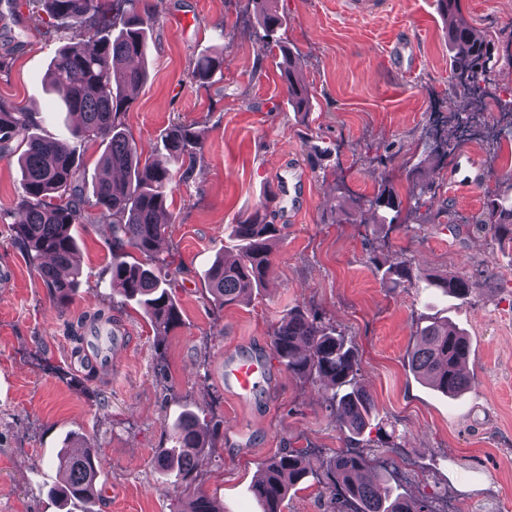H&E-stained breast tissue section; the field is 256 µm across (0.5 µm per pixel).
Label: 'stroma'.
Instances as JSON below:
<instances>
[{"label":"stroma","instance_id":"35a3bbf8","mask_svg":"<svg viewBox=\"0 0 512 512\" xmlns=\"http://www.w3.org/2000/svg\"><path fill=\"white\" fill-rule=\"evenodd\" d=\"M340 2L275 0L283 25L271 36L253 0L159 5L148 80L125 128L148 152L173 123L202 135L187 179L167 200L172 222L161 255L181 322L163 340L140 306L108 286L107 223L77 225L80 285L57 307L11 223L0 222V266L14 269L11 286L0 287V512H61L47 495L59 477L49 461L72 435L102 461L106 491L93 512H175L195 492L222 512H261L251 485L287 448L306 449L312 473L283 512H332L326 464L347 441L328 392L276 362L269 384L240 405L216 373L223 356L270 354L272 324L296 306L331 319L355 345L375 421L390 436L386 469L399 492L437 498L442 512H512V249H492L470 222L488 192L512 188L504 167L512 126L499 108L486 109V137L448 156L434 153L426 133L432 106L473 102L453 76L437 0H390L368 18L343 12ZM459 14L493 38L489 86L512 97V62L502 56L512 39V0H460ZM403 33L418 51L405 72L384 62ZM91 35L0 0V55L10 59L0 99L31 112L41 133L72 141L74 121L59 110L63 95L47 90L44 75L61 45ZM285 47L313 98L310 115L288 105ZM214 52L224 56L223 74L199 84L194 63ZM464 153L485 177L457 195L448 175ZM416 166L431 208L376 228L368 202L379 175L405 201ZM263 204L281 228L272 272L250 302L217 308L205 272L231 224ZM379 260L466 276L477 289L462 301L437 288H391L375 268ZM99 310L127 336L109 372L87 371L71 340V325ZM425 318L448 320L469 336L471 383L457 397L418 382L407 366ZM186 411L218 424L188 488L154 469L156 448Z\"/></svg>","mask_w":512,"mask_h":512}]
</instances>
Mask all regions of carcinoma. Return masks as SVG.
<instances>
[{
  "instance_id": "carcinoma-1",
  "label": "carcinoma",
  "mask_w": 512,
  "mask_h": 512,
  "mask_svg": "<svg viewBox=\"0 0 512 512\" xmlns=\"http://www.w3.org/2000/svg\"><path fill=\"white\" fill-rule=\"evenodd\" d=\"M44 12L62 23L97 25L93 47L79 43L61 46L52 58L46 80L50 87L67 90L66 111L77 118L73 135L105 144L99 165L102 171H119L123 177H97L92 195L85 193V169L70 145L38 132L32 113L0 100V157L12 154V143L25 145L18 155L21 172L17 203L18 221L13 223L18 242L26 250L42 280L49 299L57 306L70 302L80 275L75 258L73 226L89 219L94 207L109 220L112 229V261L109 287L126 301L143 306L157 337L167 335L180 321L179 307L170 287L167 263L156 246L167 232V190L176 176H186L200 148L199 133L174 124L161 134L165 162L144 156L129 138L123 116L148 78V35L158 17V5L148 8L143 0H39ZM260 21L267 35L282 26V18L269 0H257ZM491 40L477 35L463 20L448 25V45L455 75L475 84L488 80L490 68L483 63L490 54ZM221 55L199 58L193 78L207 83L222 69ZM284 76L288 101L297 112L310 111L308 89L295 74L291 57H285ZM401 201L380 176V184L369 209L377 224H395ZM473 223L501 247L512 245V202L488 195L486 210ZM281 229L267 221L265 207L231 225L229 239L234 254L214 259L208 269L205 291L220 307L249 301L272 271L273 249ZM135 250L144 261L129 262ZM390 283L413 285L420 279L405 264L384 270ZM426 283L468 299L474 283L464 277L428 278ZM271 349L278 362L303 383H318L331 391L336 419L347 432V440L359 443L371 421L374 404L359 381L360 362L356 348L336 327L301 308L288 310L272 326ZM469 355L466 336L446 322H432L417 330V342L407 354L412 373L425 384L452 396L467 389L465 371ZM206 423L194 413L182 414L169 435L170 446L155 450V462L174 483L194 481V461L205 448ZM51 465L61 481L50 495L65 505L84 506L98 497L94 479L99 474L98 453L86 444L73 453L61 449ZM337 512H434L427 498L406 497L395 492L379 466L363 453L338 452L329 465ZM308 474L305 452L288 448L271 458L254 481L253 492L262 512H282L288 494ZM176 512H220L207 495L199 492L180 504Z\"/></svg>"
}]
</instances>
